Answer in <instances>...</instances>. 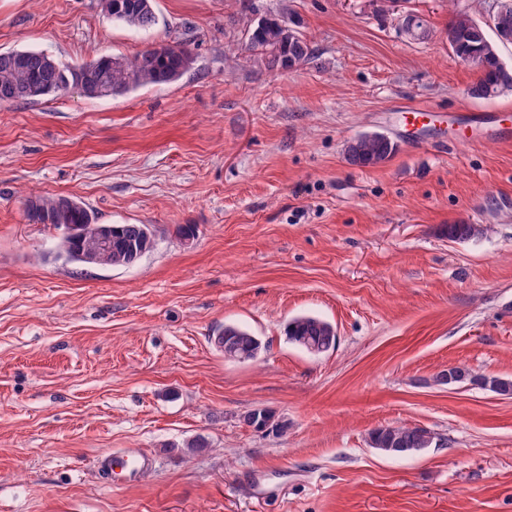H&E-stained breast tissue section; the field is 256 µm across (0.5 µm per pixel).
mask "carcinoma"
Instances as JSON below:
<instances>
[{"instance_id":"1","label":"carcinoma","mask_w":512,"mask_h":512,"mask_svg":"<svg viewBox=\"0 0 512 512\" xmlns=\"http://www.w3.org/2000/svg\"><path fill=\"white\" fill-rule=\"evenodd\" d=\"M112 21L136 29L156 24L153 0H100ZM402 29L415 33V39L429 36L427 24L419 16L403 18ZM445 37L454 55L480 71L476 84L468 89L475 98L499 96L512 91V66L505 64L495 43L481 24L460 12L448 23ZM245 52L252 58L261 55L271 68L299 67L314 58V49L298 31L274 15L258 22L249 34ZM193 64L191 51L181 42H163L138 52L131 59L101 55L89 62L65 68L44 51L15 49L0 52V106L26 103L44 96L77 88L90 98L125 95L144 85L166 84L179 80ZM397 151V143L379 132H367L350 140L346 158L354 166L375 167ZM25 213L31 224H51L66 228L83 224L84 238L63 233L58 244L59 256L80 265L88 264L96 248L95 214L84 203L70 196L32 195L26 198ZM448 239L467 241L481 232L476 224L456 223L445 227ZM154 247L152 233L145 224H118L112 233V266H132ZM288 341L311 354H327L336 348V330L319 317L302 315L287 327ZM228 361H253L261 350V340L247 329L227 324L214 337ZM471 379L470 372L454 366L439 373L436 382L456 385ZM434 433L419 426H387L370 434V446L388 455H410L432 446Z\"/></svg>"}]
</instances>
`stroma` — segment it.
Returning <instances> with one entry per match:
<instances>
[{
    "instance_id": "obj_1",
    "label": "stroma",
    "mask_w": 512,
    "mask_h": 512,
    "mask_svg": "<svg viewBox=\"0 0 512 512\" xmlns=\"http://www.w3.org/2000/svg\"><path fill=\"white\" fill-rule=\"evenodd\" d=\"M135 30L99 0H0V51L64 65L181 40L179 80L121 97L69 89L0 108V512H512V139L448 143L449 114L503 116L512 92L444 38L454 12L490 26L497 0H155ZM316 50L283 73L233 50L267 14ZM429 38L401 33L405 14ZM405 106L433 113L406 125ZM397 152L351 165L347 143ZM73 196L99 222L147 224L129 267L56 258L29 194ZM481 225L449 240L445 225ZM183 224L197 227L185 244ZM333 352L289 343L299 315ZM235 324L266 348L225 360ZM467 368L448 387L436 375ZM267 409L282 432L245 414ZM435 433L426 451L371 448L377 428ZM203 439L205 447H193ZM152 455L123 485L102 453ZM397 143L379 132H367L350 140L346 146V158L351 165L375 167L387 161L396 151ZM287 335L292 345L311 355L327 354L336 348L335 328L316 316L302 315L292 319Z\"/></svg>"
}]
</instances>
